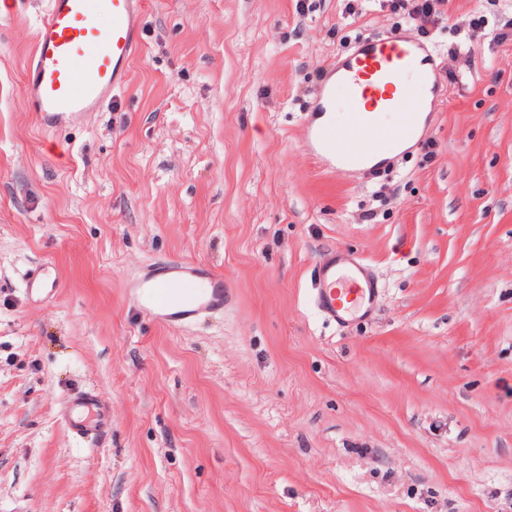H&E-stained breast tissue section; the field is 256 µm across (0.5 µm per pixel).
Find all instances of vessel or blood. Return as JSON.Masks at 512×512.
<instances>
[{
    "label": "vessel or blood",
    "mask_w": 512,
    "mask_h": 512,
    "mask_svg": "<svg viewBox=\"0 0 512 512\" xmlns=\"http://www.w3.org/2000/svg\"><path fill=\"white\" fill-rule=\"evenodd\" d=\"M143 0H48L27 60L24 96L42 129H59L98 111L113 90L127 84L140 47ZM435 61L426 44L403 33L359 41L319 84L304 126L311 154L331 170L361 167L372 175L383 153L398 149L416 132L415 115L438 95ZM347 90L350 120L336 122L337 87ZM316 303L342 325L366 315L378 282L356 260L331 254L317 268ZM136 304L161 323L183 327L200 314L224 308V276L209 265L175 261L147 269L129 283ZM80 438L104 435L112 407L89 388L76 391L61 411Z\"/></svg>",
    "instance_id": "vessel-or-blood-1"
}]
</instances>
